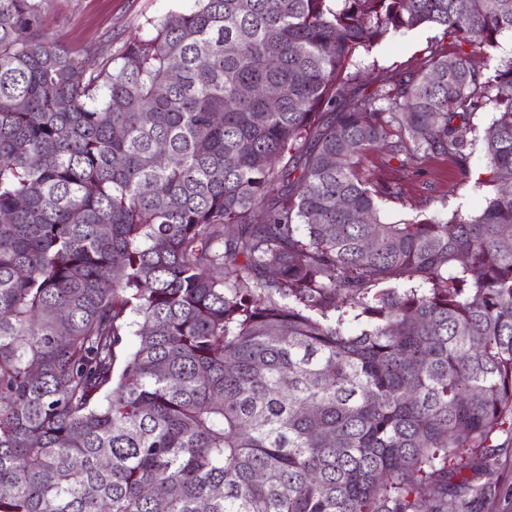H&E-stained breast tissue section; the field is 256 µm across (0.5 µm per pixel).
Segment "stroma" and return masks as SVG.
<instances>
[{
    "mask_svg": "<svg viewBox=\"0 0 512 512\" xmlns=\"http://www.w3.org/2000/svg\"><path fill=\"white\" fill-rule=\"evenodd\" d=\"M194 0H51L44 17L49 38L75 53L116 52L129 41L147 37L153 23L189 10ZM451 52L455 44L441 29L419 28L388 37L372 53L360 55V67L389 77L421 63L429 47ZM496 116L493 107L475 112L470 120L473 165L470 178H461L453 163L440 156L420 166H405L374 152L365 166L378 179L399 184L400 198L384 201L382 217L388 222L418 215L442 218L451 213L476 214L486 193L478 181L486 175L483 134ZM487 489L483 496L461 493L449 497L445 512H512V440L503 439L486 461L480 478Z\"/></svg>",
    "mask_w": 512,
    "mask_h": 512,
    "instance_id": "35a3bbf8",
    "label": "stroma"
}]
</instances>
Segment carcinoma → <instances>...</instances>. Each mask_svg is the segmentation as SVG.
Instances as JSON below:
<instances>
[{"label":"carcinoma","instance_id":"carcinoma-1","mask_svg":"<svg viewBox=\"0 0 512 512\" xmlns=\"http://www.w3.org/2000/svg\"><path fill=\"white\" fill-rule=\"evenodd\" d=\"M49 2L0 0V512H444L512 435V0H195L106 57ZM488 104L479 213L383 221L366 153L467 177ZM430 46H438L444 52L455 50L451 38L442 29L423 27L388 37L372 53L361 54L357 61L361 68L373 70L374 75L389 77L404 69H413L428 55ZM509 58H512V37L511 34H505L500 38L497 50L491 52L488 57L477 53L474 60L487 75H491L502 60Z\"/></svg>","mask_w":512,"mask_h":512}]
</instances>
